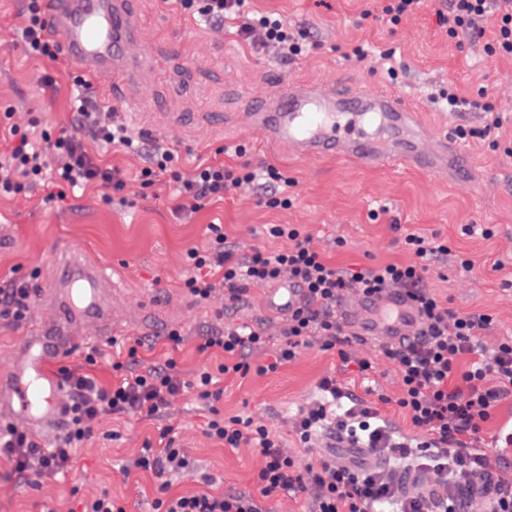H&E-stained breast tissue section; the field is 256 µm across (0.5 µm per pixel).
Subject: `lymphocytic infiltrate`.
<instances>
[{
  "label": "lymphocytic infiltrate",
  "instance_id": "obj_1",
  "mask_svg": "<svg viewBox=\"0 0 512 512\" xmlns=\"http://www.w3.org/2000/svg\"><path fill=\"white\" fill-rule=\"evenodd\" d=\"M25 2L21 39L28 56L58 60L59 49L47 34L44 0ZM438 2V23L449 37L480 38L490 21L495 35L485 43V53L512 57V0ZM174 3L180 13L195 20L233 28L256 51L272 46L289 59L309 46L306 30L288 27L275 15L253 11L250 0ZM437 101L447 112L482 113L483 126L459 125L455 134L463 141L479 140L490 149L498 148L495 133L511 114L485 91L466 99L455 89H443ZM69 109L70 128L55 136L38 131L35 118L23 126L9 125L10 146L0 151V197L26 193L35 183L50 179L63 189H102L106 204L118 210L130 207L126 178L94 153L98 145L142 155L144 164L136 176L140 189L167 184L177 201L175 210L181 214L196 213L202 200H223L227 192L242 186L266 191L268 206L290 204L288 197L276 193L288 179L272 165L254 168L243 160L232 167L214 161L184 171L174 150L134 133L78 74L70 84ZM207 231L206 246L186 252L191 273L183 286L196 301L206 303L220 296L231 307L249 287L291 277L308 288L312 307L288 318L276 344L263 330L244 323L204 334L197 350L211 360L188 373L179 368L173 355L183 341L175 329L166 338L169 352L159 359L142 357L144 342L139 338L111 339L108 353L92 347L86 354L89 367L98 358L111 356L112 382L100 383L89 368L75 372L60 367L68 403L63 427L49 445H42L15 424L0 425V460L10 464L20 483L34 487L72 469L75 449L93 437L102 419L114 415L156 419L174 399L186 397L208 408L205 433L209 438L228 448L257 450L259 465L253 485L248 490L172 493L173 480L189 474L192 460L173 426L167 425L157 440H145L138 456L121 466L124 476L146 472L156 478L151 512H263L261 500L280 493L305 497L308 512H474L473 501L464 497L463 489L477 477L492 493L491 512H512V468L503 463L512 453V440L487 433L499 406L512 397V336L486 348L484 338L495 325L493 316L455 311L447 298L428 288L423 277L425 263L447 254V241L405 228L399 242L412 254V261L385 262L350 273L328 261L312 246L311 235L293 224L269 225V237L284 243L275 252L241 250L219 224L208 225ZM390 288L402 290L424 317L419 341L381 348L383 358L398 373L397 396L369 386L360 398L337 373L322 376L315 400L294 415L295 438L309 453L305 460L288 452L279 433L264 420L228 415L221 409L225 381L246 378L252 371V354L261 350L272 351L274 360L268 369L274 372L315 345L336 355L340 371L353 367L363 379H370L377 364L358 356L355 338L344 334L337 319L336 302ZM389 405L409 418L414 438L396 434L385 413ZM327 427L353 437L383 458V465H349L333 453L315 451V441ZM397 461L424 474L434 486L432 495L405 496L392 468Z\"/></svg>",
  "mask_w": 512,
  "mask_h": 512
}]
</instances>
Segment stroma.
Returning <instances> with one entry per match:
<instances>
[{
    "mask_svg": "<svg viewBox=\"0 0 512 512\" xmlns=\"http://www.w3.org/2000/svg\"><path fill=\"white\" fill-rule=\"evenodd\" d=\"M384 5V0H252L253 10L277 13L290 26L310 32L312 48L286 60L273 49L253 52L232 32L181 15L171 0H136L139 40L133 50L149 52L153 66L132 90L141 111L133 131L169 146L188 167L203 159L236 164L232 148L246 145L251 165L281 169L291 205L270 208L255 189L239 188L223 200L202 201L191 216L178 215L167 186L140 192L134 177L143 165L141 156L107 149L102 156L126 175L133 206L113 210L92 189L52 201L48 195L55 186L48 181L28 193L0 198V286L36 269L40 275L34 288L48 287L57 250L85 253L106 268L116 288L112 318L118 336L160 342L170 330H181L184 341L176 356L191 371L204 361L195 349L198 336L224 324L260 326L275 341L281 334L280 324L257 314L261 287L249 288L244 303L230 309L220 300L199 303L182 288L188 272L185 252L205 245L208 224L223 225L242 249L269 251L280 243L268 237L267 225L296 224L331 263L353 272L379 262L410 261L392 229L400 223L448 243L446 255L426 264L427 286L447 297L456 311L492 314L496 326L489 340L512 336V289L503 287L512 281V122L498 133L499 150L480 141L468 143L482 170L479 180L451 182L408 169L293 160L247 119L254 99L288 81H346L367 91L392 87L411 98L425 124L442 131L481 121L479 113L446 112L435 104L438 91L450 86L468 98L485 90L499 106L512 110V58L484 53L492 32L479 40L449 38L437 22L435 0H426L393 26L383 17ZM22 10L23 0H0V113L13 109L20 123L38 118L54 135L71 124L68 80L62 63L27 56L20 38ZM360 43L372 46L375 56L352 57L351 48ZM390 67L397 70V79L388 78ZM46 74L55 79L56 89L44 86ZM383 204L388 213L370 219V210ZM467 224L493 225L495 234L489 239L464 235ZM463 257L474 260L472 271H461ZM148 299L157 302L155 322L135 323ZM333 371L355 394L364 395L357 373L339 371L334 355L312 347L276 372L226 382L224 411L261 418L288 432L291 414L314 399L318 379ZM209 417L206 408L179 398L158 420L132 415L105 419L77 450L74 469L35 489L19 484L0 463V512H40L45 505L55 512H79L82 501L105 489L123 500L127 512H149L147 496L155 478L127 479L120 467L167 425L175 428L195 464L194 474L173 483L174 493L195 492L206 475L227 491L249 488L257 451L227 448L208 438Z\"/></svg>",
    "mask_w": 512,
    "mask_h": 512,
    "instance_id": "35a3bbf8",
    "label": "stroma"
}]
</instances>
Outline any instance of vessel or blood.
<instances>
[{
    "mask_svg": "<svg viewBox=\"0 0 512 512\" xmlns=\"http://www.w3.org/2000/svg\"><path fill=\"white\" fill-rule=\"evenodd\" d=\"M133 4L134 0L44 2L50 36L64 59L92 85L111 88L116 100L125 96L132 78L149 60L144 53H127L136 39ZM250 118L298 158L409 166L452 181L478 177L460 140L423 126L407 96L397 90L366 92L342 82H291L257 102ZM105 281L102 265L84 254L62 257L52 287L39 292L49 317L25 331L17 355L0 369V415L22 420L36 434L60 422L65 393L60 378L47 367L75 350L84 324H94L99 336H112V294ZM309 304L307 289L284 278L265 289L261 311L266 319L283 320ZM336 314L347 335L394 345L415 341L422 324L417 305L396 290L346 299L337 304Z\"/></svg>",
    "mask_w": 512,
    "mask_h": 512,
    "instance_id": "1",
    "label": "vessel or blood"
}]
</instances>
